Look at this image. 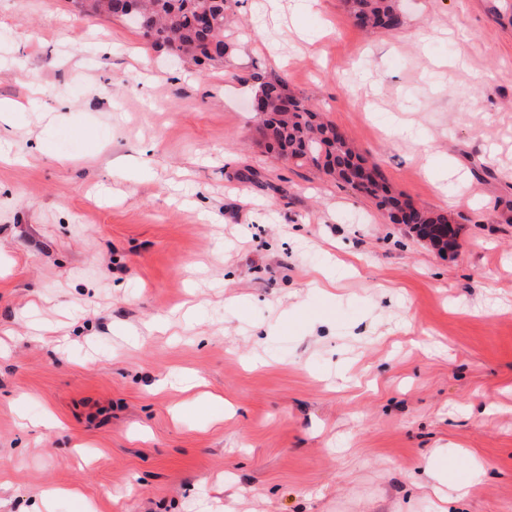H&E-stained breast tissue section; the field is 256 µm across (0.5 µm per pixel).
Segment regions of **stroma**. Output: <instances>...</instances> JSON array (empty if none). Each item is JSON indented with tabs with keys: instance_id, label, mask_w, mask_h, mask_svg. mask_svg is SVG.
Listing matches in <instances>:
<instances>
[{
	"instance_id": "35a3bbf8",
	"label": "stroma",
	"mask_w": 512,
	"mask_h": 512,
	"mask_svg": "<svg viewBox=\"0 0 512 512\" xmlns=\"http://www.w3.org/2000/svg\"><path fill=\"white\" fill-rule=\"evenodd\" d=\"M402 7L227 0L202 68L0 0V512H512V0ZM257 73L458 250L256 145ZM355 25L363 31H396L404 24L399 0H343Z\"/></svg>"
}]
</instances>
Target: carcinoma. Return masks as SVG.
Masks as SVG:
<instances>
[{
  "label": "carcinoma",
  "instance_id": "cac0c4a2",
  "mask_svg": "<svg viewBox=\"0 0 512 512\" xmlns=\"http://www.w3.org/2000/svg\"><path fill=\"white\" fill-rule=\"evenodd\" d=\"M82 11L103 9L124 17L126 0H75ZM140 8L142 37L167 46L172 55L189 56L198 62L226 61L233 45L225 40L226 0H135ZM355 25L364 31H396L404 24L399 0H343ZM258 143L264 149L297 166L315 169L371 199L393 224H434L448 230V212L417 207L393 191L378 166L368 165L337 127L320 117L313 104L296 97L282 77L257 78Z\"/></svg>",
  "mask_w": 512,
  "mask_h": 512
}]
</instances>
